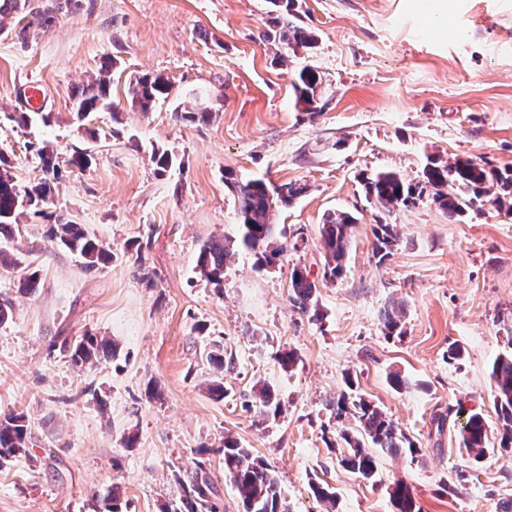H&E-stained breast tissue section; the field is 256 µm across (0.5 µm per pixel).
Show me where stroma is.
I'll list each match as a JSON object with an SVG mask.
<instances>
[{"label":"stroma","mask_w":512,"mask_h":512,"mask_svg":"<svg viewBox=\"0 0 512 512\" xmlns=\"http://www.w3.org/2000/svg\"><path fill=\"white\" fill-rule=\"evenodd\" d=\"M50 2L0 15V152L22 189L42 175L39 147L59 157L51 203L19 215L9 246L38 271L37 291L19 292L16 271L0 268L14 304L0 325V415L24 413L31 432L29 455L0 468V512H163L179 498L175 472L198 460L220 512H240L228 439L267 462L292 512H393L387 488L400 479L421 512H496L512 499V453L472 465L435 422L461 402L498 427L490 368L512 352V210L488 201L452 218L428 194L383 209L363 183L380 172L418 181L431 158L512 167V0H296L295 22L315 38L296 50L266 41L268 0H72L48 22ZM106 58L111 104L80 120L73 92ZM307 64L323 78L316 113L299 111L291 88ZM145 73L172 84L149 112L129 94ZM32 84L49 118L20 127L5 115ZM198 96L211 121L177 119ZM85 150L91 162L77 168ZM163 151L177 159L164 172L153 160ZM229 173L307 190L277 215L282 261L261 271L239 253L218 290L195 266L204 242L238 232ZM334 212L356 224L343 276L325 282L320 229ZM67 221L111 250L110 266L89 271L44 245L46 225ZM380 222L398 233L382 262ZM296 267L319 281L317 315L291 306ZM393 302L404 308L398 338L381 319ZM86 334L111 338L114 357L74 366L69 349ZM216 343L220 374L206 360ZM285 350L293 368L277 360ZM393 372L408 389L391 385ZM350 378L421 450L381 456L373 484L339 464L334 404ZM260 380L281 402L269 420L252 404Z\"/></svg>","instance_id":"35a3bbf8"}]
</instances>
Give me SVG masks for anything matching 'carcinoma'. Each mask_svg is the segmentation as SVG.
<instances>
[{
  "mask_svg": "<svg viewBox=\"0 0 512 512\" xmlns=\"http://www.w3.org/2000/svg\"><path fill=\"white\" fill-rule=\"evenodd\" d=\"M280 8V14L271 19L272 34L268 41L278 42L295 48H310L314 37L292 20L295 0H270ZM113 61L105 59L102 64L104 77L74 92V101L79 105V117L96 112L110 95V75ZM296 106L305 112H315L322 76L311 66L299 69L291 83ZM131 102L141 111H151L155 104L170 95L171 83L161 75H141L130 82ZM15 111L6 114L8 120L26 125L32 119L25 93L17 91ZM43 176L29 188L21 191L7 173V159L0 155V242L10 243L21 234V225L16 223L19 211L44 206L51 202L56 190L58 169L56 157L47 146L38 149ZM424 186L412 185L393 173H379L364 179L366 194L376 204L387 209L395 205L404 206L415 197L429 190L432 199L448 211V218L463 213L483 203L492 189L498 193L493 202L504 203L512 208V167L499 169L486 167L472 159H457L452 163L431 161L422 172ZM226 186L237 199L239 217L238 234L235 237L216 236L202 246L197 260L200 275L217 288L224 283V267L236 258L238 252L248 251L259 269L276 264L288 252V240L275 222L276 209L291 205L305 191L301 185L288 184L284 194L277 187L263 180L240 182L225 178ZM355 223L346 213L327 216L320 231L325 253L323 280L334 281L344 273V261L352 240ZM376 239L374 253L379 261H385L391 254L396 240L394 227L390 224H376L372 229ZM43 238L52 247H61L76 255L85 269L97 270L112 263V251L100 244L81 224L63 222L48 224ZM0 266L8 269L22 267L18 279V290L33 294L39 286V274L23 265L19 258H13L0 248ZM317 283L309 279V273L293 271L289 299L291 306L302 312H313L318 316L314 297ZM400 308L393 304L384 310L383 324L387 335L399 336ZM114 356L111 340L103 336L87 334L73 346L70 358L74 365L95 364L101 359ZM491 380L494 383L495 401L499 412L500 440L503 451H512V353L499 356L492 364ZM255 406L267 417H276L281 404L275 388L268 383H258L251 392ZM467 412L466 426L459 430V449L477 465L490 452V437L487 422L482 412L465 410L462 403L448 407V414ZM336 418L346 419L351 426L342 430L340 439L347 451L341 458V465L359 478L375 482L378 476L379 455L412 456L421 452L416 443L377 405L359 396L352 398L344 394L336 401ZM30 431L22 413H8L0 416V467L29 450ZM224 476L234 485L240 498L243 512H292L287 495L269 465L255 456L251 449L241 447L237 441H224ZM182 487L178 505L166 512H218L213 501L214 487L204 475V464L184 476H176ZM389 498L395 512H420L410 486L396 481L389 487Z\"/></svg>",
  "mask_w": 512,
  "mask_h": 512,
  "instance_id": "obj_1",
  "label": "carcinoma"
}]
</instances>
